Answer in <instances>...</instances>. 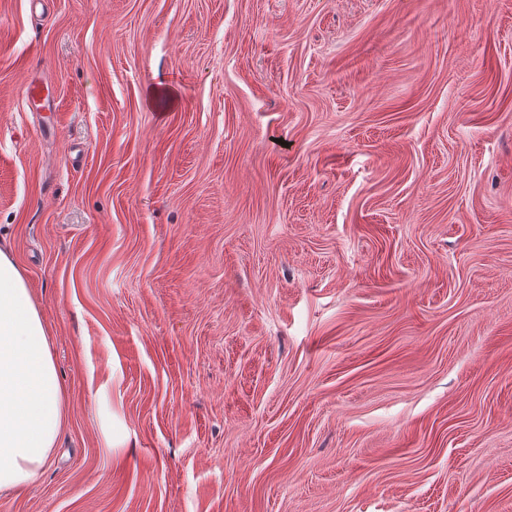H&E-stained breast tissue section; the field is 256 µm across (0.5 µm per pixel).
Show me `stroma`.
<instances>
[{"instance_id": "1", "label": "stroma", "mask_w": 512, "mask_h": 512, "mask_svg": "<svg viewBox=\"0 0 512 512\" xmlns=\"http://www.w3.org/2000/svg\"><path fill=\"white\" fill-rule=\"evenodd\" d=\"M0 243V512H512V0H0ZM65 423L48 330L0 245V491L27 485L51 462Z\"/></svg>"}]
</instances>
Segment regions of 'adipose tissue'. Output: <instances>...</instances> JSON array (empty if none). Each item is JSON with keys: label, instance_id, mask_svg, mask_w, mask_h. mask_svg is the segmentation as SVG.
<instances>
[{"label": "adipose tissue", "instance_id": "ef3b65f1", "mask_svg": "<svg viewBox=\"0 0 512 512\" xmlns=\"http://www.w3.org/2000/svg\"><path fill=\"white\" fill-rule=\"evenodd\" d=\"M65 423L48 330L0 247V491L27 485L51 462Z\"/></svg>", "mask_w": 512, "mask_h": 512}]
</instances>
